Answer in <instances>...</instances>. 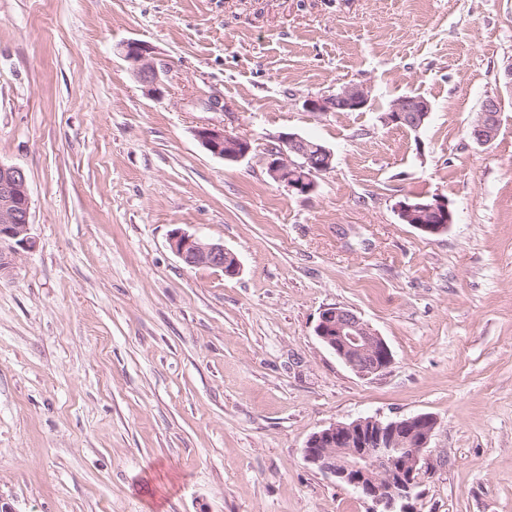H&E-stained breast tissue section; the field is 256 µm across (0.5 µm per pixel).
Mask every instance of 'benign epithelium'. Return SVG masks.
Segmentation results:
<instances>
[{
    "mask_svg": "<svg viewBox=\"0 0 512 512\" xmlns=\"http://www.w3.org/2000/svg\"><path fill=\"white\" fill-rule=\"evenodd\" d=\"M121 54L139 80L154 93H161L157 68L151 62L153 47L139 40L121 45ZM367 87L352 84L334 94L309 98L311 112L359 109L367 105ZM500 102L488 98L469 129L478 145L490 144L498 133ZM431 114V105L420 96L396 99L384 121L418 129ZM201 145L226 161H238L251 151L249 138L216 126L195 130ZM333 153L324 145L296 133L279 136V148L270 154V176L288 190L306 195L315 189V176L332 168ZM398 214L417 230L437 235L453 223L448 201L435 197L426 202H402ZM31 198L24 169L0 161V272L9 270L16 259L34 248L30 235ZM171 250L190 268L221 269L227 277L240 273L236 256L224 244L176 229L169 238ZM319 342L346 366L362 377L388 368L392 353L385 340L353 311L332 305L321 310L314 329ZM436 419L417 414L396 420L360 418L351 423H333L308 439L305 461L337 481L352 487L371 501L372 512H397V505L411 499L421 474L434 468L428 448Z\"/></svg>",
    "mask_w": 512,
    "mask_h": 512,
    "instance_id": "obj_1",
    "label": "benign epithelium"
}]
</instances>
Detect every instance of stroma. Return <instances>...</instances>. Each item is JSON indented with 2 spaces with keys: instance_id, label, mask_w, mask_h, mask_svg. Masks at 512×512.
I'll use <instances>...</instances> for the list:
<instances>
[{
  "instance_id": "obj_1",
  "label": "stroma",
  "mask_w": 512,
  "mask_h": 512,
  "mask_svg": "<svg viewBox=\"0 0 512 512\" xmlns=\"http://www.w3.org/2000/svg\"><path fill=\"white\" fill-rule=\"evenodd\" d=\"M129 40L154 47L163 95ZM511 64L512 0H0V162L28 174L36 241L0 274L13 512H369L306 443L417 414L437 466L407 512H512ZM350 84L363 109H306ZM406 95L431 105L420 129L384 121ZM205 125L251 152L213 156ZM288 132L334 155L307 195L268 172ZM433 196L445 232L401 221ZM177 229L239 275L186 267ZM334 304L389 368L360 377L319 342ZM120 48L122 56L139 80L148 86L152 92L161 94L158 87V71L150 60L154 48L149 43L139 40L127 41ZM500 102L496 98H488L482 104L469 129L470 138L478 145L490 144L498 133ZM195 136L208 152L226 161H238L251 151L249 138L229 133L224 128L202 126L195 130ZM171 250L182 263L190 268L210 267L221 269L227 277L240 273V264L236 256L224 248V244L208 241L196 234L174 230L169 238Z\"/></svg>"
}]
</instances>
